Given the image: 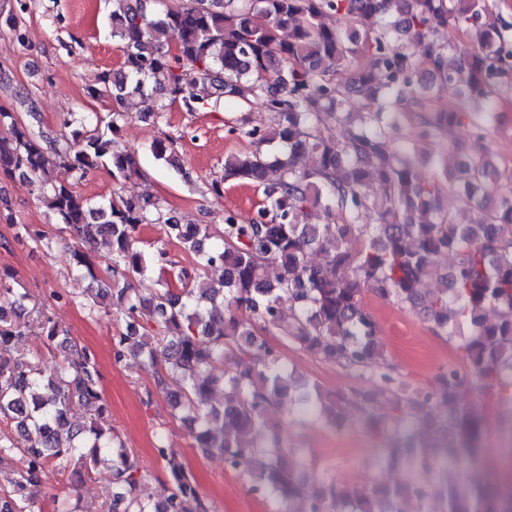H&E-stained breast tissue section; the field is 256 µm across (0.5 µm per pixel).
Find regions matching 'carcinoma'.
I'll list each match as a JSON object with an SVG mask.
<instances>
[{"label": "carcinoma", "instance_id": "cac0c4a2", "mask_svg": "<svg viewBox=\"0 0 512 512\" xmlns=\"http://www.w3.org/2000/svg\"><path fill=\"white\" fill-rule=\"evenodd\" d=\"M112 0L110 36L123 62L102 72L87 88L92 99L109 98V115L86 123L66 119L65 131L35 130L0 105V173L19 176L56 215L72 240L73 272L89 276L96 294L89 313L120 314L125 331L115 339L116 361L130 357L166 393L188 424L194 447L218 455L225 468L250 475L253 491L284 504L297 500L306 512H512V492L496 491L473 471L490 417L462 403L468 388L494 401L512 399V171L491 161L488 145L500 122L498 104L512 92V26L489 25V0ZM178 54H169L171 43ZM361 57L373 66L347 73ZM194 73L191 83L183 72ZM366 101V110L344 111L336 80ZM458 87L468 108H442L428 118L427 79ZM161 90L190 111L219 108L227 98L245 107L259 102L274 122L236 130L250 139L248 153L224 157V183L262 190L268 204L247 224L233 211L223 215L220 243L206 245L208 227L183 224L173 213L128 189L142 176L137 157L118 133L129 113L125 100L139 97L147 115L164 105ZM400 112H419L415 136L434 142L440 131L463 125L471 145L454 168L425 178L416 158L392 149ZM174 140L152 145L155 159L171 163ZM310 154L312 165L295 159ZM67 167L78 180L108 167L119 190L105 203L50 184L49 169ZM462 208L480 209L479 224H464L459 210H445L444 192ZM312 210L324 223L307 220ZM372 212L374 222L362 215ZM145 224H157L191 257L175 278L143 294L132 281L166 258L140 247ZM87 244L100 255L108 280L96 276ZM323 255L318 266L308 254ZM451 255L450 274L438 261ZM223 268L218 283L199 272ZM278 274L270 276L269 269ZM439 277L444 287L421 294L420 284ZM408 306L438 336L453 338L466 374L441 371L432 385L413 387L384 363L378 326L364 296ZM13 306L0 309V463L15 454L13 490L0 493V512H36L34 490L49 481L60 462L92 475L112 454L107 512H212L182 455L157 446L172 488L153 497L133 452L112 429L99 389L94 356L42 310L36 328L60 347L63 359L48 375L35 360L15 353L27 332L21 317L33 295L11 273L0 274V294ZM294 313L283 318V301ZM296 341L310 355L350 370L378 368L377 379L347 393L322 390L286 364L265 336ZM224 390V402L211 395ZM302 391L309 414L327 429L342 430L353 415L386 441L385 462L405 467L408 477L388 483L342 485L332 479L308 488L305 464L288 460V441L266 418L268 410ZM394 399L393 421L376 414L379 401ZM74 403L85 420L70 416Z\"/></svg>", "mask_w": 512, "mask_h": 512}]
</instances>
